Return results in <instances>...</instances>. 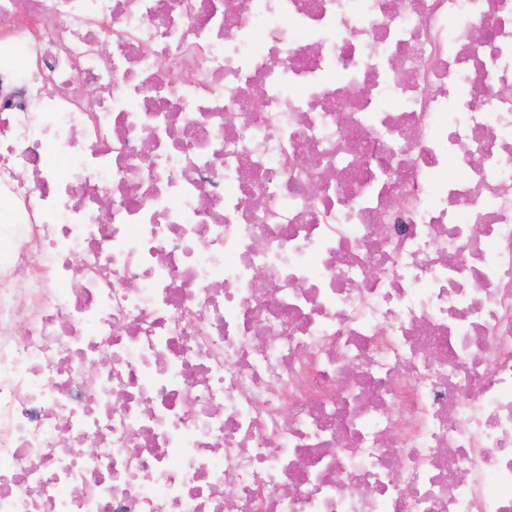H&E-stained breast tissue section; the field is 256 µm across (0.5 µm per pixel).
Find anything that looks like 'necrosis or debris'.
I'll list each match as a JSON object with an SVG mask.
<instances>
[{"label":"necrosis or debris","instance_id":"obj_1","mask_svg":"<svg viewBox=\"0 0 512 512\" xmlns=\"http://www.w3.org/2000/svg\"><path fill=\"white\" fill-rule=\"evenodd\" d=\"M0 200V512H512V0H0Z\"/></svg>","mask_w":512,"mask_h":512}]
</instances>
